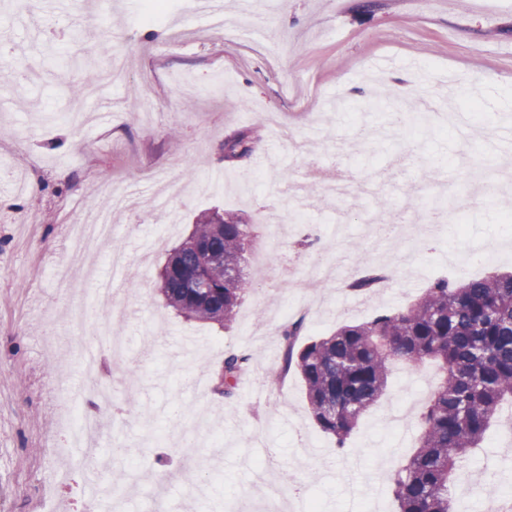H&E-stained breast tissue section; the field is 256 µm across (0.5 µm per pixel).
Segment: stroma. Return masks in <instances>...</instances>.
<instances>
[{"label":"stroma","instance_id":"stroma-1","mask_svg":"<svg viewBox=\"0 0 512 512\" xmlns=\"http://www.w3.org/2000/svg\"><path fill=\"white\" fill-rule=\"evenodd\" d=\"M242 17L248 36L220 29L183 0L164 22L143 23L135 0H0V45L11 63L36 68L34 85L0 84V512H72L57 475L81 479L89 463L71 446L53 384L83 405L112 393V441L136 443L87 500L144 504L154 481H172L161 512H259L257 447L278 485L299 486L317 512H398L388 478L417 446L418 417L440 383L434 364H394L382 398L345 443L316 426L300 379L276 384L278 313L309 304L308 342L342 325L393 313L438 279L461 282L512 271V184L506 155L487 152L512 125V0H265ZM191 37L169 49L173 28ZM128 62L112 111L75 128L62 116L69 86L99 74L107 53ZM432 104L423 121L396 123L402 102ZM252 125L260 142L238 165L221 159L232 132ZM193 159L186 167L185 159ZM334 167L355 186L329 196L311 180ZM141 201L116 211L112 239L81 258L66 228L75 198L100 210L104 183ZM463 229L425 238L416 217L432 205ZM219 209L251 226L248 277H263L230 328L178 317L157 274L201 212ZM130 261L113 280V244ZM70 269L59 281V267ZM385 272L374 291L350 282ZM85 306L88 320L68 312ZM127 339L122 364L91 329ZM228 349L253 355L236 398L216 399L213 373ZM98 355L95 380L81 361ZM206 415L222 448L192 446L191 420ZM466 512L487 489L512 491V414H500L453 478Z\"/></svg>","mask_w":512,"mask_h":512}]
</instances>
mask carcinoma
I'll return each mask as SVG.
<instances>
[{
    "label": "carcinoma",
    "instance_id": "cac0c4a2",
    "mask_svg": "<svg viewBox=\"0 0 512 512\" xmlns=\"http://www.w3.org/2000/svg\"><path fill=\"white\" fill-rule=\"evenodd\" d=\"M255 143L254 128L237 130L225 137L221 160L238 164L252 156ZM249 233L236 216L217 210L197 215L159 272L166 306L229 327L241 300L256 289L241 269ZM201 281L205 292L198 289ZM302 331L301 320L282 329L279 376L298 375L314 422L336 438L339 450L382 396L393 362L442 363L444 381L419 416V446L393 473L389 489L400 512H456L452 473L479 447L503 400L512 398V272L461 283L437 280L398 313L345 324L304 346ZM248 362L246 355L225 352L213 392L236 396Z\"/></svg>",
    "mask_w": 512,
    "mask_h": 512
}]
</instances>
